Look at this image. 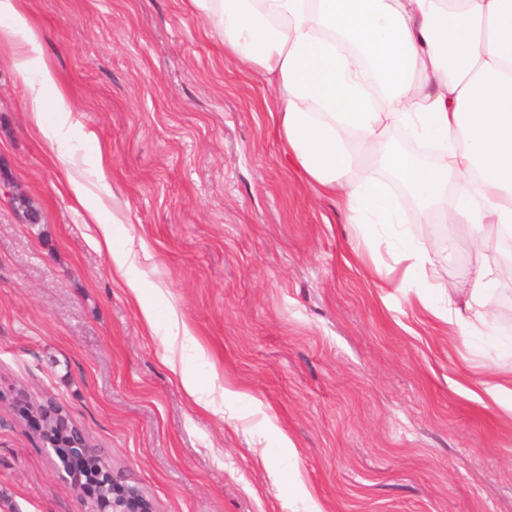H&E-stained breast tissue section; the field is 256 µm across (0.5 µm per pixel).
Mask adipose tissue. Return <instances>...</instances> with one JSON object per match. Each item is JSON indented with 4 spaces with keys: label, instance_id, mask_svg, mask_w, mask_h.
Segmentation results:
<instances>
[{
    "label": "adipose tissue",
    "instance_id": "adipose-tissue-1",
    "mask_svg": "<svg viewBox=\"0 0 512 512\" xmlns=\"http://www.w3.org/2000/svg\"><path fill=\"white\" fill-rule=\"evenodd\" d=\"M204 19L228 58L248 66L277 90L276 135L287 165L307 183L335 196L356 234L396 230L403 279L416 285L415 302L451 326L490 324L494 286L512 279V266H478L464 308L456 289L426 281L430 258L416 248L385 184L361 168H390L422 224H464L472 237L484 225L512 233V0H186ZM43 33L19 0H0V45L12 46L15 70L26 80L22 107L57 166L63 189L94 225L92 243L112 264L151 333L180 343L171 370L203 411L213 401L189 371L202 353L162 288L136 268L132 247L117 232L128 218L106 212L94 193L112 195V170L95 132L90 169L71 146L77 117L68 92L46 61ZM431 145L433 164L395 150L389 127ZM450 209L439 210L445 193Z\"/></svg>",
    "mask_w": 512,
    "mask_h": 512
}]
</instances>
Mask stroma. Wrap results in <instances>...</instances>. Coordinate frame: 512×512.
<instances>
[{"mask_svg":"<svg viewBox=\"0 0 512 512\" xmlns=\"http://www.w3.org/2000/svg\"><path fill=\"white\" fill-rule=\"evenodd\" d=\"M84 130L112 162L139 266L202 351L198 409L147 332L83 208L59 189L0 48V386L54 397L157 512H285L298 473L327 512H512V414L485 393L512 376V281L491 328H458L387 287L394 239L354 237L337 198L281 160L276 90L224 55L183 0H25ZM407 222L427 277L466 300L501 266L465 225ZM249 393L224 394L226 382ZM291 439L276 447L272 428ZM28 426L0 407V512H78Z\"/></svg>","mask_w":512,"mask_h":512,"instance_id":"obj_1","label":"stroma"}]
</instances>
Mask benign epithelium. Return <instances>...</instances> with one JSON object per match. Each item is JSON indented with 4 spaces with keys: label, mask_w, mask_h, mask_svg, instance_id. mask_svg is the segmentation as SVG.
I'll use <instances>...</instances> for the list:
<instances>
[{
    "label": "benign epithelium",
    "mask_w": 512,
    "mask_h": 512,
    "mask_svg": "<svg viewBox=\"0 0 512 512\" xmlns=\"http://www.w3.org/2000/svg\"><path fill=\"white\" fill-rule=\"evenodd\" d=\"M0 403L8 404L16 419L27 424L35 435L47 433L50 426L58 430L61 442L47 444L46 450L54 455L56 476L70 484L79 512H156L152 500L139 489L125 484V478L114 472L110 462L107 463L106 484L112 491L107 495H99L96 483L84 484L77 478L76 466L85 469L91 461L104 459L108 452L96 447L70 413L57 407V401L45 398L40 403L28 389L14 387L0 390Z\"/></svg>",
    "instance_id": "benign-epithelium-1"
}]
</instances>
